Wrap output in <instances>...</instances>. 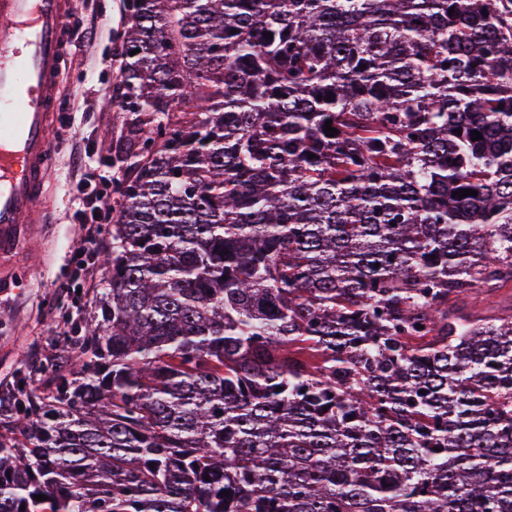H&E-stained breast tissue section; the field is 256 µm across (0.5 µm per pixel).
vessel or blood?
Listing matches in <instances>:
<instances>
[{
  "instance_id": "1",
  "label": "vessel or blood",
  "mask_w": 512,
  "mask_h": 512,
  "mask_svg": "<svg viewBox=\"0 0 512 512\" xmlns=\"http://www.w3.org/2000/svg\"><path fill=\"white\" fill-rule=\"evenodd\" d=\"M69 18L66 0H0V261L41 221Z\"/></svg>"
}]
</instances>
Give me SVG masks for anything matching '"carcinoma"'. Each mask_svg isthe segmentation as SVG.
Listing matches in <instances>:
<instances>
[{
	"mask_svg": "<svg viewBox=\"0 0 512 512\" xmlns=\"http://www.w3.org/2000/svg\"><path fill=\"white\" fill-rule=\"evenodd\" d=\"M124 12L105 288L0 389V512H512V319L453 304L512 281V0Z\"/></svg>",
	"mask_w": 512,
	"mask_h": 512,
	"instance_id": "cac0c4a2",
	"label": "carcinoma"
}]
</instances>
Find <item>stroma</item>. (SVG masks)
Returning <instances> with one entry per match:
<instances>
[{
	"label": "stroma",
	"mask_w": 512,
	"mask_h": 512,
	"mask_svg": "<svg viewBox=\"0 0 512 512\" xmlns=\"http://www.w3.org/2000/svg\"><path fill=\"white\" fill-rule=\"evenodd\" d=\"M74 17L95 33L93 44L69 42L63 66L62 123L71 133L54 140L55 162L42 212L44 223L29 225L16 262L0 265V386L16 384L31 362L51 347L53 336L71 331L87 317L105 277L97 271L81 285L73 283V255L82 229L72 188L85 174L84 159L112 165V146L133 121L112 109L113 53L123 26L122 0H69ZM476 315L512 316V282L497 291H474L462 300Z\"/></svg>",
	"instance_id": "obj_1"
}]
</instances>
